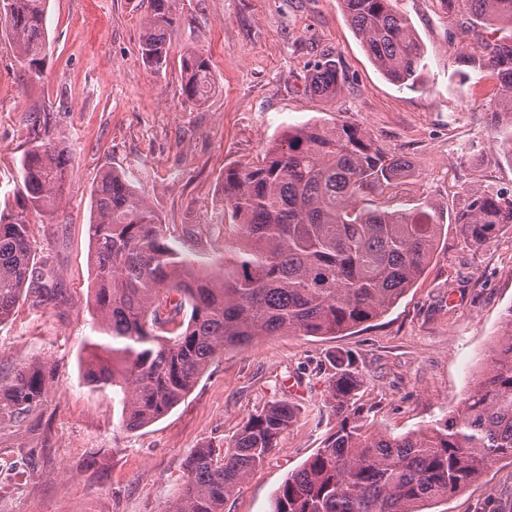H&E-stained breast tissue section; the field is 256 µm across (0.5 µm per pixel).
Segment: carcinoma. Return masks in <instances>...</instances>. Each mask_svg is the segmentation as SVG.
<instances>
[{
  "mask_svg": "<svg viewBox=\"0 0 512 512\" xmlns=\"http://www.w3.org/2000/svg\"><path fill=\"white\" fill-rule=\"evenodd\" d=\"M47 0H0V23L12 52L37 68L46 45ZM377 71L414 89L427 69L424 48L397 0H339ZM474 23L504 33L473 47L467 66H487L499 96L490 120L512 139V0H446ZM178 0H150L141 59L167 68L169 31ZM181 95L201 104L216 90L209 57L181 58ZM345 74L328 52L306 91L336 96ZM25 198L0 208V324L20 299L35 308L57 294V271L38 267L26 211L52 219L72 166L61 138L33 137L22 162ZM408 171L402 157L350 123L296 126L254 162L224 169V204L238 241L219 273L195 270L172 246L160 217L131 183L104 170L91 191L88 224L94 268L91 346L103 352L86 363L92 390L119 393L122 423L147 427L179 405L224 349L262 336H337L384 316L422 275L441 224L429 203L416 211L358 206ZM455 223L473 245L512 224V191L467 189ZM327 380L326 406L336 430L274 495L271 512H425L466 488L492 459H512V309L475 392L451 418L403 434L367 432L357 405L361 381L353 357L338 352ZM52 370L22 361L0 379V418L23 420L46 401ZM297 408L274 401L250 414L224 455L195 449L186 478L164 512H224L239 490L295 424Z\"/></svg>",
  "mask_w": 512,
  "mask_h": 512,
  "instance_id": "obj_1",
  "label": "carcinoma"
}]
</instances>
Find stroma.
Returning <instances> with one entry per match:
<instances>
[{
    "label": "stroma",
    "mask_w": 512,
    "mask_h": 512,
    "mask_svg": "<svg viewBox=\"0 0 512 512\" xmlns=\"http://www.w3.org/2000/svg\"><path fill=\"white\" fill-rule=\"evenodd\" d=\"M149 5L48 0V44L36 73L0 31V199L22 204L21 159L36 132L64 138L73 158L58 218L27 215L36 260L58 270L64 299L41 309L20 302L0 325V378L23 360L54 370L42 407L22 422L0 420V512H162L194 449L224 448L246 417L285 398L300 408L296 424L224 504V512H271L288 473L336 426L324 398L337 352L357 362L369 430L401 434L454 415L512 309V224L474 246L455 222L464 189L512 187V159L489 120L496 77L459 60L489 31L444 0H398L427 63L425 86L408 89L375 69L339 0H179L169 65L157 73L139 54ZM193 50L208 55L217 81L200 104L180 90L181 58ZM327 52L346 82L320 99L305 84ZM308 122L356 124L408 160V181L372 201L436 206L442 231L430 264L383 317L341 336H264L227 348L184 402L127 430L119 397L91 391L82 375L94 337L92 187L104 169L125 173L168 225L172 244L197 270L215 272L236 240L221 191L225 166L257 160ZM436 512H512V459L489 462Z\"/></svg>",
    "instance_id": "obj_1"
}]
</instances>
